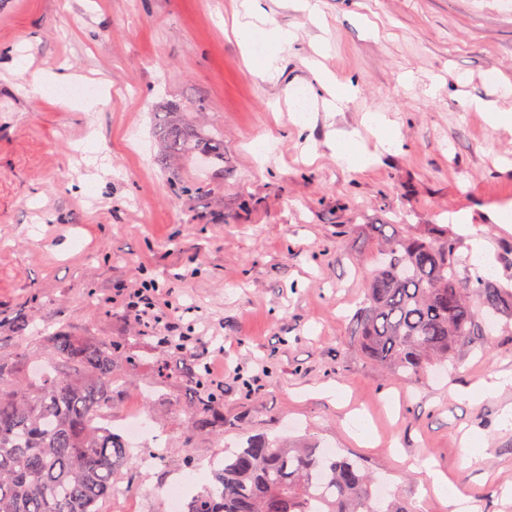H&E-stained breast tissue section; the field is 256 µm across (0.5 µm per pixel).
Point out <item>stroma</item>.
Here are the masks:
<instances>
[{"label":"stroma","instance_id":"35a3bbf8","mask_svg":"<svg viewBox=\"0 0 512 512\" xmlns=\"http://www.w3.org/2000/svg\"><path fill=\"white\" fill-rule=\"evenodd\" d=\"M247 20L248 45L233 34ZM276 28L292 33L287 46L269 42ZM64 67L100 97L33 93ZM327 74L355 90L342 110L327 105ZM292 85L310 91L303 127ZM485 101L512 107V0H0V356L56 331L122 348L112 427L140 414L149 430L102 512H171L169 485H210L258 435L360 457L407 512H450L431 467L479 512H512V325L495 328L492 354L460 351L412 383L361 356L352 322L372 269L362 224L467 222L494 276L512 281V223L494 219L512 213V130L487 123ZM375 112L400 148L377 150ZM170 118L221 131L223 170L166 153ZM352 129L375 154L363 168L331 148ZM199 177L210 192L172 194L174 179ZM142 279L174 289L193 307L184 323L224 341L219 421L206 429L188 417L205 348L170 353L119 306V289ZM495 377L497 395L467 397ZM353 411L374 447L346 431ZM473 432L486 443L476 467ZM159 444L164 461L144 466Z\"/></svg>","mask_w":512,"mask_h":512}]
</instances>
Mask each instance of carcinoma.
<instances>
[{
    "label": "carcinoma",
    "mask_w": 512,
    "mask_h": 512,
    "mask_svg": "<svg viewBox=\"0 0 512 512\" xmlns=\"http://www.w3.org/2000/svg\"><path fill=\"white\" fill-rule=\"evenodd\" d=\"M164 139L173 154L224 165V144L213 137L190 138L171 123ZM172 191L190 197L211 187L176 182ZM385 228L362 227L378 252L353 318L364 356L416 381L478 341L491 354L493 328L512 323V286L462 269L465 242L450 224ZM44 355L48 364L29 379L22 374L27 355L0 357V512H99L128 452L122 434L99 424L112 411V367L121 351L56 332ZM217 399L214 393L191 409L194 427H208ZM185 512L405 510L375 494L358 458L257 437L224 458L214 483L191 495Z\"/></svg>",
    "instance_id": "obj_1"
}]
</instances>
